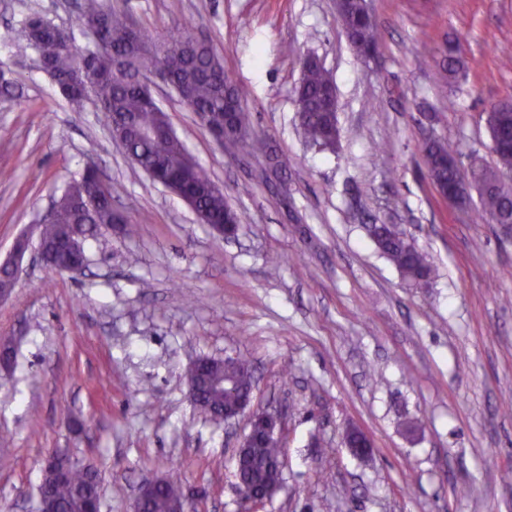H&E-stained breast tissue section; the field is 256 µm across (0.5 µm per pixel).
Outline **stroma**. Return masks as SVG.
<instances>
[{"label": "stroma", "mask_w": 512, "mask_h": 512, "mask_svg": "<svg viewBox=\"0 0 512 512\" xmlns=\"http://www.w3.org/2000/svg\"><path fill=\"white\" fill-rule=\"evenodd\" d=\"M137 25L202 36L249 96L258 135L288 158L232 156L174 93L176 135L241 214L235 239L198 223L133 166L99 108L68 103L17 34L40 14L90 36L82 0H0V262L94 164L122 221L89 263L52 272L24 257L0 299V512H36L49 456L101 477L102 512H131L152 476L239 512L233 455L244 424L205 421L184 377L199 356L251 360L255 400L285 418L282 487L261 512H512V231L451 206L423 147L455 144L492 167L485 114L512 99V0H372L378 47L361 59L335 0H105ZM336 82L339 147L303 138L294 90L306 56ZM456 57L452 77L443 65ZM136 224L138 236L125 227ZM390 224L426 251L407 281L372 241ZM357 429L367 458L345 445Z\"/></svg>", "instance_id": "1"}]
</instances>
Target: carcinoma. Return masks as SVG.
<instances>
[{
	"label": "carcinoma",
	"mask_w": 512,
	"mask_h": 512,
	"mask_svg": "<svg viewBox=\"0 0 512 512\" xmlns=\"http://www.w3.org/2000/svg\"><path fill=\"white\" fill-rule=\"evenodd\" d=\"M31 16L19 24V34L48 64L49 76L57 86L77 84L92 73L98 78L89 89L98 104L102 118L110 129H119L127 144L128 158L139 169L153 168L166 177H184L180 193L192 200L196 208L218 222L240 220L238 213L216 189V183L199 163L186 168L190 153L176 136L162 132L164 111L153 103L141 78L155 72L170 71L182 82L190 84L193 103L207 113L208 127L224 134V150L236 155L250 153L259 144L252 128L251 114L245 107V87L232 81L224 68V60L206 42H194L177 28L165 33H152L135 26L130 16L106 9L102 0H83L82 21L101 28L102 46L89 55L80 54L65 34L54 36L48 25L42 30L30 29ZM348 39L354 49L377 42L374 26L352 28ZM329 85L326 71L316 65L303 67V77L295 89L302 103L299 124L306 141L321 151H335L339 140L336 111L325 98ZM425 166L431 181L442 187L456 179L450 162L456 159L448 142L434 139L426 144ZM512 170V152L497 154V167L477 168L486 187L481 193L482 212L508 214L505 197L492 189L500 171ZM55 223L45 224L40 241L50 247L64 239L73 243L77 256L85 255L88 240L98 229L113 224L112 204L103 200L89 203L82 192L81 179L73 180L59 198ZM369 233L380 252L392 262L404 278L417 283L428 281L434 266L428 255L415 244L384 224H372ZM218 362L204 370H188L187 376L199 384L204 403L198 412L211 423H224L221 409L238 402V392L254 385L252 365L239 359L236 380L238 389L211 392L210 384L221 378ZM280 448L263 442L249 450L248 462L241 472L243 483L252 489H271L280 474L274 467ZM52 499L59 512H86L92 503H101V482L96 471L69 463L67 475L52 478ZM182 495L181 486L168 482L147 502V512H171L173 503Z\"/></svg>",
	"instance_id": "obj_1"
}]
</instances>
